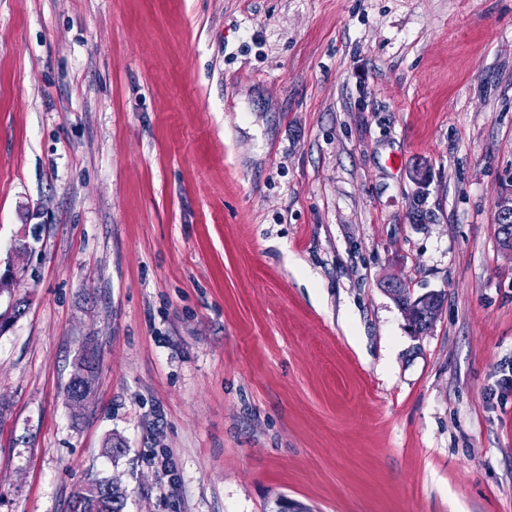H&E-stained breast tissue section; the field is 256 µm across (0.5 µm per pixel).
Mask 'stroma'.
Wrapping results in <instances>:
<instances>
[{
    "instance_id": "obj_1",
    "label": "stroma",
    "mask_w": 512,
    "mask_h": 512,
    "mask_svg": "<svg viewBox=\"0 0 512 512\" xmlns=\"http://www.w3.org/2000/svg\"><path fill=\"white\" fill-rule=\"evenodd\" d=\"M511 182L512 0H0V512H512ZM496 214L498 216L501 224L497 223L495 218V223L497 224V234L500 240V243L503 246H512V235H505L502 232V225L509 224V219H512V189H506L499 196L496 203ZM512 227V223L509 224ZM15 265L16 263L9 264L3 273L0 271V302L5 293L8 296L6 309L0 313V327L3 323L5 329L20 315L22 302L24 301V299L16 298L12 293L14 280L19 273V267H15ZM401 294L395 297L397 303L403 308L407 320L417 333H425L431 329L435 318L443 304L442 293L431 294L433 303L426 309L416 311L410 303L411 294L406 285L400 282ZM82 489V496L91 499L94 503H99L105 497L107 490L112 488V507L108 510L109 512H124L123 509L126 505V494L118 486H112L117 484L114 481H97ZM107 482L106 484H104Z\"/></svg>"
}]
</instances>
